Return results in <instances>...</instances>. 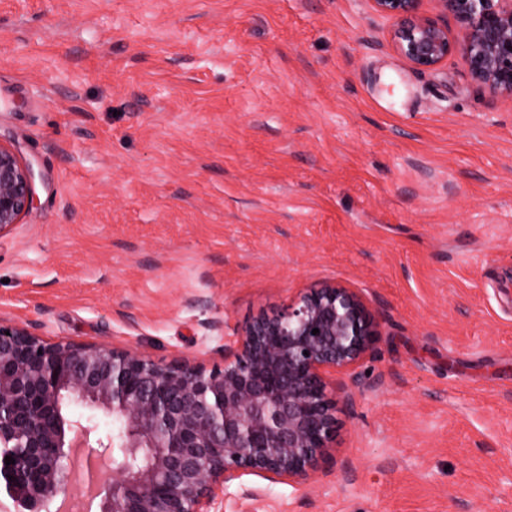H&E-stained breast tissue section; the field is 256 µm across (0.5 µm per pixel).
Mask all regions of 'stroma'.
<instances>
[{"label":"stroma","mask_w":512,"mask_h":512,"mask_svg":"<svg viewBox=\"0 0 512 512\" xmlns=\"http://www.w3.org/2000/svg\"><path fill=\"white\" fill-rule=\"evenodd\" d=\"M369 0H0V142L43 182L0 318L223 364L338 282L379 337L302 484L217 512H512V101Z\"/></svg>","instance_id":"obj_1"}]
</instances>
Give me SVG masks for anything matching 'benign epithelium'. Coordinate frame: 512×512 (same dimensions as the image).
Listing matches in <instances>:
<instances>
[{"label":"benign epithelium","instance_id":"1","mask_svg":"<svg viewBox=\"0 0 512 512\" xmlns=\"http://www.w3.org/2000/svg\"><path fill=\"white\" fill-rule=\"evenodd\" d=\"M369 2L392 21L391 46L411 67L434 70L458 52L476 82L512 99V0H435L438 16L423 0ZM36 198L33 167L0 142V235ZM378 336L361 298L337 283L252 320L210 370L50 343L0 319V512H50L69 496L75 448L121 454L118 477L100 481L98 512H213L217 490L245 472L306 481L336 428L327 375L351 372ZM101 416L112 432L92 444Z\"/></svg>","mask_w":512,"mask_h":512}]
</instances>
